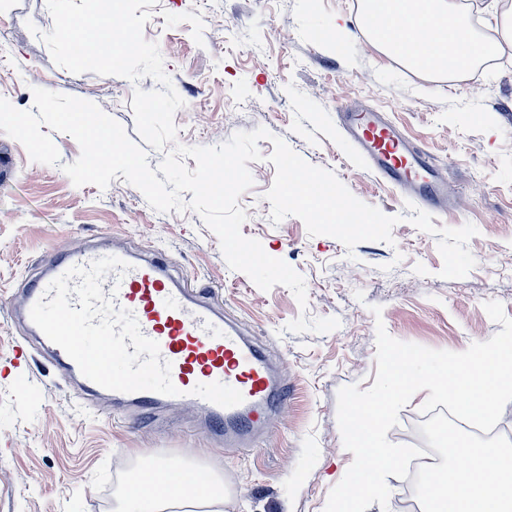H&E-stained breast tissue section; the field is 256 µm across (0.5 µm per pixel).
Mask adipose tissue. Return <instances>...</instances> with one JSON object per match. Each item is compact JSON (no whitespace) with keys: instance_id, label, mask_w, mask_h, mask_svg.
Segmentation results:
<instances>
[{"instance_id":"adipose-tissue-1","label":"adipose tissue","mask_w":512,"mask_h":512,"mask_svg":"<svg viewBox=\"0 0 512 512\" xmlns=\"http://www.w3.org/2000/svg\"><path fill=\"white\" fill-rule=\"evenodd\" d=\"M379 44L410 65L463 76L478 44L456 0H365ZM451 468H429L428 512H512V451L450 434ZM224 485L194 469L149 471L130 486L119 512H224Z\"/></svg>"}]
</instances>
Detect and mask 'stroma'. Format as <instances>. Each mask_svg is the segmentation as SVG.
Wrapping results in <instances>:
<instances>
[{"label": "stroma", "mask_w": 512, "mask_h": 512, "mask_svg": "<svg viewBox=\"0 0 512 512\" xmlns=\"http://www.w3.org/2000/svg\"><path fill=\"white\" fill-rule=\"evenodd\" d=\"M46 0H8L0 12V97L33 107V88L97 104L136 137L134 87L149 77L75 74L55 64L39 32L51 31ZM143 36L157 43L185 102L174 117L178 141L217 146L263 127L311 165L331 170L359 200L399 216L392 243L363 241L346 250L337 239L309 235L295 216L270 219L265 193L275 179L250 163L253 185L239 204L245 237L303 276L307 303L277 285L264 291L230 269L217 236L194 212L159 213L123 178L107 189L74 186L63 165L80 147L52 132L56 166L33 162L0 132V512H114L137 466L158 459L218 475L224 512H324L330 490L353 461L337 423L341 387L370 388L376 378V327L400 341L453 352L489 340L501 326L484 305L500 302L512 317V43L498 38L493 65L463 80L429 78L384 51L363 24L362 0H158ZM388 114L461 187L435 226L473 224L475 265L461 279L439 275L437 239L404 221L408 201L359 160L343 132L345 104ZM74 246L126 251L172 262L180 278L210 291L226 321L261 345L280 373L286 406L261 434L237 446L203 435L196 414L158 413L81 399L39 348L27 347L13 313L45 255ZM380 314H373V307ZM335 317L338 329L295 334L288 323ZM417 392L387 434L395 444L441 447ZM387 508L421 512L425 476L388 477Z\"/></svg>", "instance_id": "obj_1"}]
</instances>
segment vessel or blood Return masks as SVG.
Wrapping results in <instances>:
<instances>
[{
    "label": "vessel or blood",
    "mask_w": 512,
    "mask_h": 512,
    "mask_svg": "<svg viewBox=\"0 0 512 512\" xmlns=\"http://www.w3.org/2000/svg\"><path fill=\"white\" fill-rule=\"evenodd\" d=\"M345 129L359 147V157L386 182L399 185L409 195H422L426 205L443 207L456 200L458 189L449 183L426 150L407 138L383 115L369 109L343 110ZM127 259L124 275L109 272L103 292H115V306L134 313L142 333L158 342L163 360L171 364V380L177 395L153 391H108L84 378L77 364L58 345L38 337L55 367L65 377L78 380L90 396H107L113 405H132L157 410L170 405L189 406L203 414L207 432L251 436L267 427L282 402L280 383L264 354L248 344L238 329L225 322L204 297L201 289L173 279L166 265ZM98 251L72 248L50 259L41 276L26 291V306H33L48 285L69 268L98 259Z\"/></svg>",
    "instance_id": "b4317fda"
}]
</instances>
